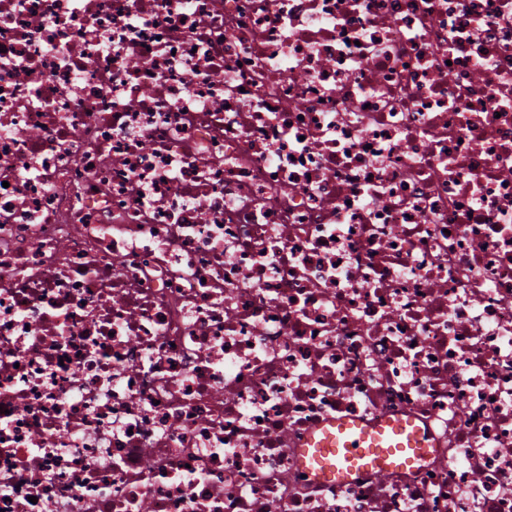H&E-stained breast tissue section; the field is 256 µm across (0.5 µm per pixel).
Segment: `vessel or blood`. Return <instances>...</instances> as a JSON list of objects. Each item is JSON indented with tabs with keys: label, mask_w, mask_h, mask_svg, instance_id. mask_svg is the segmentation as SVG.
<instances>
[{
	"label": "vessel or blood",
	"mask_w": 512,
	"mask_h": 512,
	"mask_svg": "<svg viewBox=\"0 0 512 512\" xmlns=\"http://www.w3.org/2000/svg\"><path fill=\"white\" fill-rule=\"evenodd\" d=\"M429 448L426 433L410 419L385 417L367 423L334 417L307 436L301 454L318 479L341 481L356 472L385 476L406 470Z\"/></svg>",
	"instance_id": "obj_1"
}]
</instances>
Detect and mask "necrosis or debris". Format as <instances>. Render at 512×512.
Instances as JSON below:
<instances>
[{
	"mask_svg": "<svg viewBox=\"0 0 512 512\" xmlns=\"http://www.w3.org/2000/svg\"><path fill=\"white\" fill-rule=\"evenodd\" d=\"M0 512H512V0H0ZM430 442L412 419L384 417L366 423L353 417H334L306 438L303 462L318 479L345 480L356 472L385 476L412 468L429 452Z\"/></svg>",
	"mask_w": 512,
	"mask_h": 512,
	"instance_id": "obj_1",
	"label": "necrosis or debris"
}]
</instances>
